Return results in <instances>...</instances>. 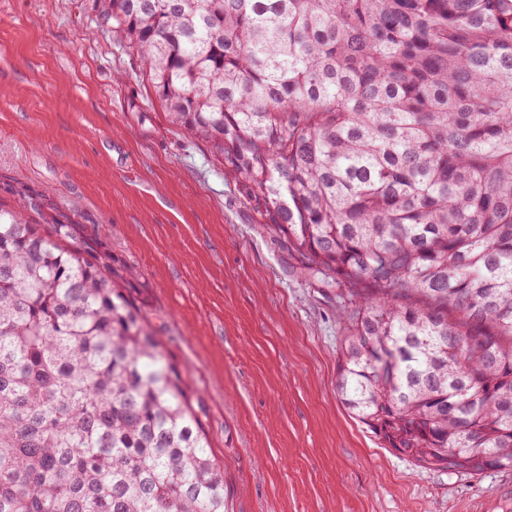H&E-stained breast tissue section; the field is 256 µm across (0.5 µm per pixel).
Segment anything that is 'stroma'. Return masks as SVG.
<instances>
[{
    "label": "stroma",
    "mask_w": 512,
    "mask_h": 512,
    "mask_svg": "<svg viewBox=\"0 0 512 512\" xmlns=\"http://www.w3.org/2000/svg\"><path fill=\"white\" fill-rule=\"evenodd\" d=\"M95 19L93 0H0V203L26 190L132 270L203 410L226 512H512V471L421 466L347 412L337 290L301 273Z\"/></svg>",
    "instance_id": "35a3bbf8"
}]
</instances>
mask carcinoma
I'll use <instances>...</instances> for the list:
<instances>
[{
	"label": "carcinoma",
	"instance_id": "carcinoma-1",
	"mask_svg": "<svg viewBox=\"0 0 512 512\" xmlns=\"http://www.w3.org/2000/svg\"><path fill=\"white\" fill-rule=\"evenodd\" d=\"M173 125L337 288V390L423 466L512 471V0H95ZM0 206V512H224L127 270Z\"/></svg>",
	"mask_w": 512,
	"mask_h": 512
}]
</instances>
